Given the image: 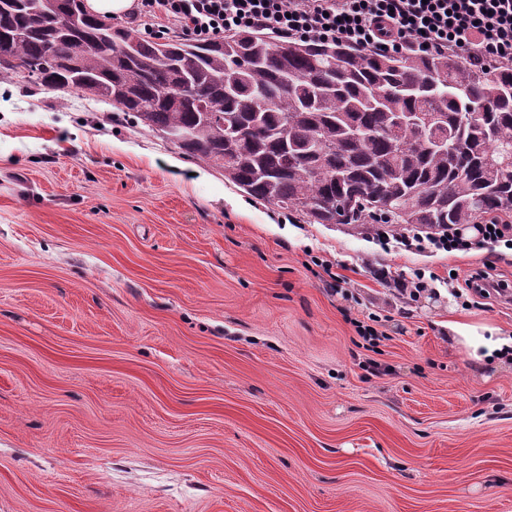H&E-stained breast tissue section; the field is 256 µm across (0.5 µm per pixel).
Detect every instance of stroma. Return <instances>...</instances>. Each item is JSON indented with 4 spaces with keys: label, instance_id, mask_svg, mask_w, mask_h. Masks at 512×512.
Instances as JSON below:
<instances>
[{
    "label": "stroma",
    "instance_id": "obj_1",
    "mask_svg": "<svg viewBox=\"0 0 512 512\" xmlns=\"http://www.w3.org/2000/svg\"><path fill=\"white\" fill-rule=\"evenodd\" d=\"M489 263L512 280L504 247L386 250L0 81V512H512V368L448 340L512 329L448 290ZM436 281V278L431 275L428 278L425 277V272L421 269L415 270L413 276L411 277V281L407 283H403V288H395L397 290V294L402 296H408L410 300H416L420 297L421 293L428 291L431 288L432 283Z\"/></svg>",
    "mask_w": 512,
    "mask_h": 512
}]
</instances>
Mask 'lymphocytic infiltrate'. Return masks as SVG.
Listing matches in <instances>:
<instances>
[{"label": "lymphocytic infiltrate", "mask_w": 512, "mask_h": 512, "mask_svg": "<svg viewBox=\"0 0 512 512\" xmlns=\"http://www.w3.org/2000/svg\"><path fill=\"white\" fill-rule=\"evenodd\" d=\"M130 19L152 37L174 29L213 41L256 29L283 39L345 40L366 52H451L487 65L512 62V0H136ZM473 228L471 239L459 224L437 235L381 229L377 239L409 252L470 251L487 244L512 250V224L480 221ZM448 286L458 299L512 302V284L486 270L462 281L449 278Z\"/></svg>", "instance_id": "1"}]
</instances>
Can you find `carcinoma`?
<instances>
[{
  "mask_svg": "<svg viewBox=\"0 0 512 512\" xmlns=\"http://www.w3.org/2000/svg\"><path fill=\"white\" fill-rule=\"evenodd\" d=\"M79 91L135 117L250 197L310 223L373 212L437 233L512 217V64L341 41L150 39L85 0H0V80ZM412 113L423 131L400 123ZM445 140L448 149L437 147Z\"/></svg>",
  "mask_w": 512,
  "mask_h": 512,
  "instance_id": "1",
  "label": "carcinoma"
}]
</instances>
